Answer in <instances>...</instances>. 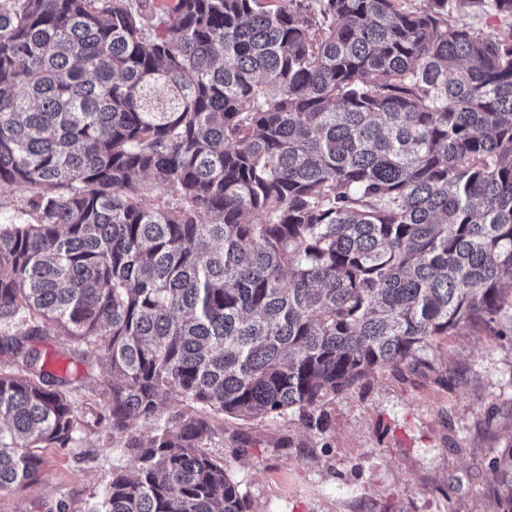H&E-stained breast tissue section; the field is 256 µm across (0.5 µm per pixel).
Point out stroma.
I'll return each instance as SVG.
<instances>
[{
	"label": "stroma",
	"instance_id": "35a3bbf8",
	"mask_svg": "<svg viewBox=\"0 0 512 512\" xmlns=\"http://www.w3.org/2000/svg\"><path fill=\"white\" fill-rule=\"evenodd\" d=\"M480 34L512 31L487 7L452 10ZM56 352L85 426L65 449L47 448L41 478L0 493V512H90L125 461L99 422L109 377L86 344L57 335ZM416 368L374 372L320 408L323 429L295 413L250 421L216 415L213 455L230 466L254 512H500L491 463L512 450V301L495 322L439 336Z\"/></svg>",
	"mask_w": 512,
	"mask_h": 512
}]
</instances>
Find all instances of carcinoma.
<instances>
[{"instance_id":"obj_1","label":"carcinoma","mask_w":512,"mask_h":512,"mask_svg":"<svg viewBox=\"0 0 512 512\" xmlns=\"http://www.w3.org/2000/svg\"><path fill=\"white\" fill-rule=\"evenodd\" d=\"M403 2L169 0L157 32L130 0H0V183L29 216L0 225V492L82 426L29 346L49 324L112 377L126 466L93 512H251L211 415L319 428L328 397L495 321L512 33Z\"/></svg>"}]
</instances>
